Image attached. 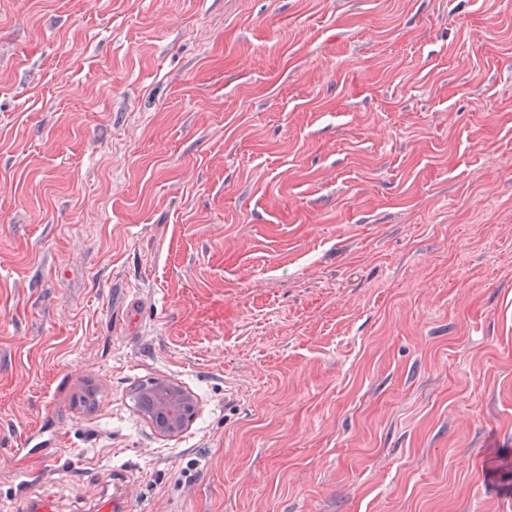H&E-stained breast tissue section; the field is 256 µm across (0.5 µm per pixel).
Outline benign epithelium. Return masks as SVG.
I'll list each match as a JSON object with an SVG mask.
<instances>
[{"label":"benign epithelium","instance_id":"1","mask_svg":"<svg viewBox=\"0 0 512 512\" xmlns=\"http://www.w3.org/2000/svg\"><path fill=\"white\" fill-rule=\"evenodd\" d=\"M150 399L148 417L154 430L164 437L181 434L193 419L197 407L192 394L166 379L156 381Z\"/></svg>","mask_w":512,"mask_h":512}]
</instances>
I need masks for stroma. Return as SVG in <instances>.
<instances>
[{
  "label": "stroma",
  "mask_w": 512,
  "mask_h": 512,
  "mask_svg": "<svg viewBox=\"0 0 512 512\" xmlns=\"http://www.w3.org/2000/svg\"><path fill=\"white\" fill-rule=\"evenodd\" d=\"M116 471L130 512H512V0H0V512ZM150 394L149 417L154 430L164 437L181 434L193 419L197 403L192 394L177 383L161 379Z\"/></svg>",
  "instance_id": "35a3bbf8"
}]
</instances>
